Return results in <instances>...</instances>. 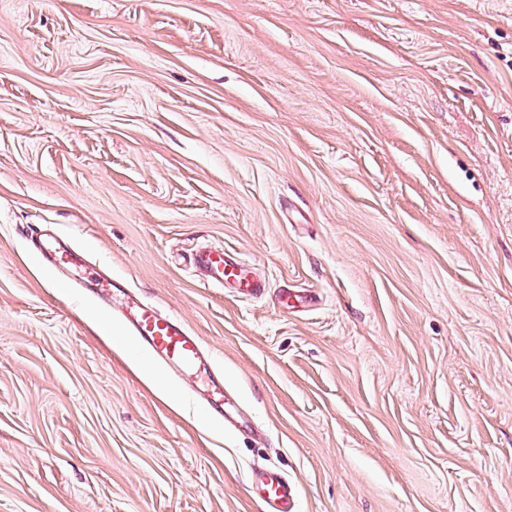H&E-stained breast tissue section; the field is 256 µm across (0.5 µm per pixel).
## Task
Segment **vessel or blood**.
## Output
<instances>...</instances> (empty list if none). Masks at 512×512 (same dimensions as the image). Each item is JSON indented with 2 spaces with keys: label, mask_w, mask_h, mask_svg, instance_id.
<instances>
[{
  "label": "vessel or blood",
  "mask_w": 512,
  "mask_h": 512,
  "mask_svg": "<svg viewBox=\"0 0 512 512\" xmlns=\"http://www.w3.org/2000/svg\"><path fill=\"white\" fill-rule=\"evenodd\" d=\"M43 255L54 266L77 268L83 253L75 247L52 245L44 248ZM194 263L203 274L201 283L204 287L222 288L233 283L252 296L265 290L264 284L230 257L224 248L214 246L200 251L195 255ZM83 279L88 292L97 298L121 299L120 314L125 325L155 363L177 376L204 374L205 379L196 392L203 395L212 417L220 422L226 420L232 390L225 384L223 372L208 370L207 351L179 317L142 301L126 289L121 279L93 272L85 273ZM252 482L261 493L265 512H298V488L284 472L259 468L253 470Z\"/></svg>",
  "instance_id": "b4317fda"
}]
</instances>
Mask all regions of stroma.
<instances>
[{
	"label": "stroma",
	"mask_w": 512,
	"mask_h": 512,
	"mask_svg": "<svg viewBox=\"0 0 512 512\" xmlns=\"http://www.w3.org/2000/svg\"><path fill=\"white\" fill-rule=\"evenodd\" d=\"M218 244L262 295L200 286ZM255 467L300 512H512V0H0V512H262ZM42 251L46 260L56 267L80 268L87 291L97 298L113 301L120 297L123 300L120 314L125 325L150 358L167 372L179 377L207 371V351L179 317L143 302L125 289L121 279L88 272L81 264L84 253L76 247L42 244ZM231 394V388L224 384V373L214 370L206 373L205 380L194 391V395H204L207 411L221 423L229 414L228 399ZM252 484L261 493L265 512H298V488L284 472L273 468L255 469Z\"/></svg>",
	"instance_id": "stroma-1"
}]
</instances>
